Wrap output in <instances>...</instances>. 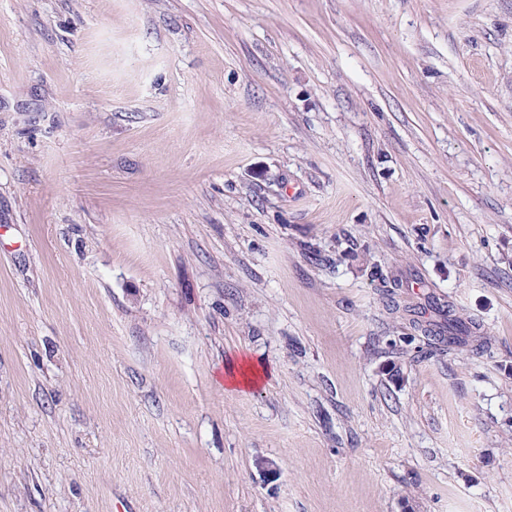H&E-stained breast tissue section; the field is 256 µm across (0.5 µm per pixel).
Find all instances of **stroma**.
<instances>
[{
  "mask_svg": "<svg viewBox=\"0 0 512 512\" xmlns=\"http://www.w3.org/2000/svg\"><path fill=\"white\" fill-rule=\"evenodd\" d=\"M0 512H512V0H0ZM474 326L470 322L463 321L453 309H448V336H435L439 343L448 346V355L452 354L461 345L463 340L471 337ZM267 376V369L263 365H258L252 359L243 356L225 365L221 379L226 390L245 392L257 387Z\"/></svg>",
  "mask_w": 512,
  "mask_h": 512,
  "instance_id": "stroma-1",
  "label": "stroma"
}]
</instances>
